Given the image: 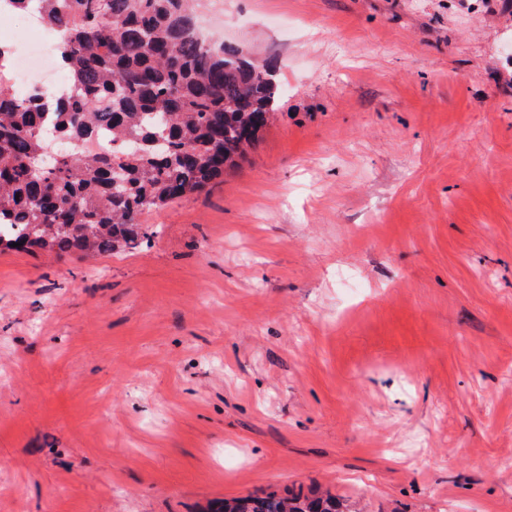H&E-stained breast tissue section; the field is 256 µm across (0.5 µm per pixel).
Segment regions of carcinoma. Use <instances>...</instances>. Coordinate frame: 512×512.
Returning a JSON list of instances; mask_svg holds the SVG:
<instances>
[{
    "instance_id": "carcinoma-1",
    "label": "carcinoma",
    "mask_w": 512,
    "mask_h": 512,
    "mask_svg": "<svg viewBox=\"0 0 512 512\" xmlns=\"http://www.w3.org/2000/svg\"><path fill=\"white\" fill-rule=\"evenodd\" d=\"M60 36L69 90L22 97L0 80V250L59 257L134 249L139 216L224 176L276 111L275 70L200 40L196 0H9ZM105 134L112 152L91 149ZM210 512H344L275 493Z\"/></svg>"
}]
</instances>
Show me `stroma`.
Here are the masks:
<instances>
[{
    "label": "stroma",
    "instance_id": "1",
    "mask_svg": "<svg viewBox=\"0 0 512 512\" xmlns=\"http://www.w3.org/2000/svg\"><path fill=\"white\" fill-rule=\"evenodd\" d=\"M201 10L274 118L135 249L0 253V512H512V0ZM344 504L332 496L301 493L283 497L275 493L248 495L221 501L208 512H344Z\"/></svg>",
    "mask_w": 512,
    "mask_h": 512
}]
</instances>
